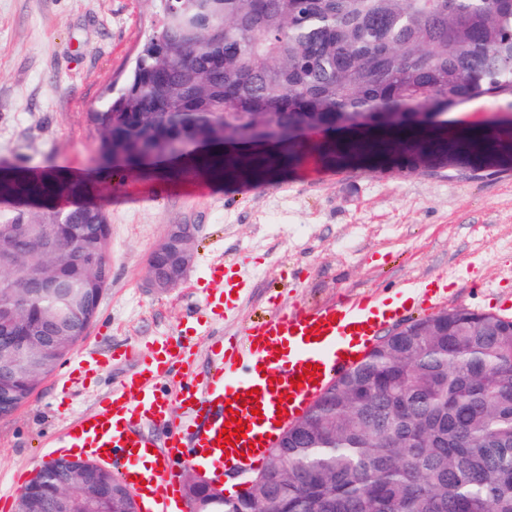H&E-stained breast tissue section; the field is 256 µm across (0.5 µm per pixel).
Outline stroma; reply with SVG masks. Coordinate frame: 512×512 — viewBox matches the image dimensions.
I'll return each mask as SVG.
<instances>
[{"label":"stroma","mask_w":512,"mask_h":512,"mask_svg":"<svg viewBox=\"0 0 512 512\" xmlns=\"http://www.w3.org/2000/svg\"><path fill=\"white\" fill-rule=\"evenodd\" d=\"M157 23L155 0H0V163H55L92 173L100 135L91 121L123 82ZM478 99L449 111L454 124L491 127L511 111ZM100 202L111 226L112 279L79 347L108 356L75 384L72 358L0 418V497H20L75 416L96 409L156 340L177 335L203 305L207 271L235 264L249 286L210 322L193 352L210 366L214 336H237L266 313L342 302L367 290L389 298L409 281L443 280V300L416 301L402 323L456 308L512 319V171L469 181L446 175L336 173L307 160L259 185L220 186L204 175L120 172ZM201 231L185 279L142 286L167 225Z\"/></svg>","instance_id":"1"}]
</instances>
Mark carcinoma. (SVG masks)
I'll return each mask as SVG.
<instances>
[{
  "label": "carcinoma",
  "instance_id": "cac0c4a2",
  "mask_svg": "<svg viewBox=\"0 0 512 512\" xmlns=\"http://www.w3.org/2000/svg\"><path fill=\"white\" fill-rule=\"evenodd\" d=\"M159 25L132 75L92 120L98 170L164 169L258 182L309 153L329 170L502 171L512 152L487 131L444 136L414 113L512 100V0H158ZM391 127L343 134L345 120ZM239 144L224 151L223 142ZM102 182L52 165L0 182V363L54 329L39 371L0 384V417L31 396L97 320L112 278ZM433 333L379 342L301 417L234 497L185 485L200 512H512V320L472 311ZM59 494L131 512L110 471L40 466L21 493L53 512Z\"/></svg>",
  "mask_w": 512,
  "mask_h": 512
}]
</instances>
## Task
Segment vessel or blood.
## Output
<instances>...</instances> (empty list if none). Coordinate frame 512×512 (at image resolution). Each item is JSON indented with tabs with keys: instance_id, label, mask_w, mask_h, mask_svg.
I'll return each mask as SVG.
<instances>
[{
	"instance_id": "1",
	"label": "vessel or blood",
	"mask_w": 512,
	"mask_h": 512,
	"mask_svg": "<svg viewBox=\"0 0 512 512\" xmlns=\"http://www.w3.org/2000/svg\"><path fill=\"white\" fill-rule=\"evenodd\" d=\"M205 318L150 347L97 409L69 422L54 438L58 452L116 468L139 512H182L179 465L210 464L244 479L263 462L280 426L299 419L333 378L355 368L384 327L438 283H405L395 300L364 294L342 303L307 305L248 324L211 347L214 365L196 379L185 353L207 321L224 317L247 284L223 267L209 272ZM317 367L304 376L307 364ZM179 377L168 390L171 377ZM285 412H278L280 399ZM238 417L240 441L219 436Z\"/></svg>"
}]
</instances>
